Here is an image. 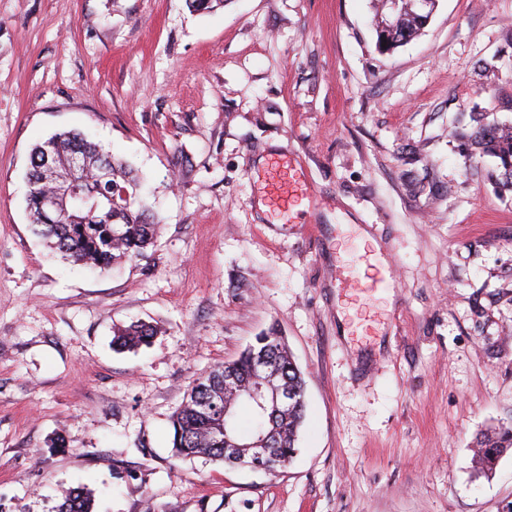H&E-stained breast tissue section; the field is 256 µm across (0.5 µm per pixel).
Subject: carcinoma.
Returning <instances> with one entry per match:
<instances>
[{
  "mask_svg": "<svg viewBox=\"0 0 512 512\" xmlns=\"http://www.w3.org/2000/svg\"><path fill=\"white\" fill-rule=\"evenodd\" d=\"M375 18L377 44H385L383 50L387 51L417 36L428 15L416 13L405 0L396 10L391 7V0H377ZM469 119L470 150L497 158L501 169L499 185L505 191H512V126L490 125L476 111L470 112ZM74 158L81 161L82 169L71 185V193L84 200L86 206L69 205L49 217L41 206V198L59 190L60 177ZM106 167L111 172L107 182L102 180ZM27 180V209L33 233L67 262L101 268L135 261L154 245L157 225L146 204L137 197L136 176L83 133H57L36 145L30 155ZM154 333L149 324H132L117 330L112 343L120 350H137L148 345ZM262 356L270 365V371L265 374L255 368V361ZM269 383L294 397L288 407L279 410L271 426L276 454L286 461L293 460L305 418V381L285 343L273 331L256 337L255 343L237 359L215 366L192 382L185 402L172 420L175 455L182 459L206 457L227 466L235 465L224 454V438L248 441L268 427V418L249 392ZM226 405L230 406L227 425L224 424ZM242 405L248 406L252 415L246 431L242 430L239 419ZM510 449L512 428L480 437L471 459L472 469L478 474H488L498 458ZM92 509L91 493L78 487L69 491L56 512H92Z\"/></svg>",
  "mask_w": 512,
  "mask_h": 512,
  "instance_id": "1",
  "label": "carcinoma"
}]
</instances>
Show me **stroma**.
<instances>
[{
  "mask_svg": "<svg viewBox=\"0 0 512 512\" xmlns=\"http://www.w3.org/2000/svg\"><path fill=\"white\" fill-rule=\"evenodd\" d=\"M512 124V0H439L380 51L372 0H0V512H505L512 192L465 112ZM77 130L143 177L160 230L105 271L26 211L34 145ZM290 163L288 219L262 208ZM377 297L336 283L364 252ZM154 325L112 349L115 328ZM276 328L306 381L275 475L180 460L193 380ZM358 274L352 277L351 288H366L367 291L375 294L382 291L394 281V272L389 265H380L372 262L370 254H364L357 262ZM366 266L372 272L368 276H362L361 268ZM154 333L155 330L152 325L146 323L131 324L128 327L118 329L112 343L120 350H137L142 346H147ZM475 448L471 459L472 469L477 474L486 475L492 472L498 458L508 450H512V428L481 436L477 439ZM93 503L91 493L78 487L69 491L55 512H92Z\"/></svg>",
  "mask_w": 512,
  "mask_h": 512,
  "instance_id": "obj_1",
  "label": "stroma"
}]
</instances>
